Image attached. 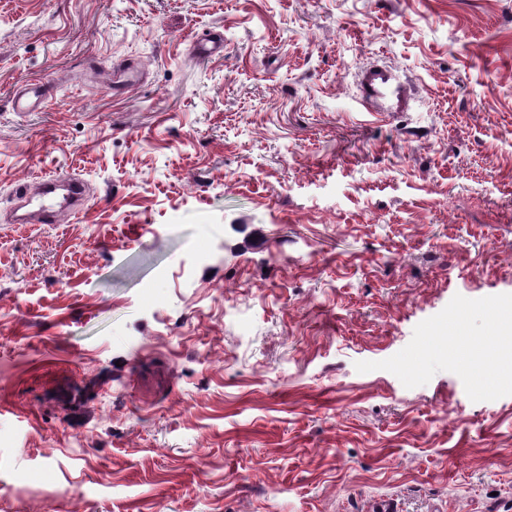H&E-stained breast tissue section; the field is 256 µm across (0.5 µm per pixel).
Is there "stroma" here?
<instances>
[{
  "mask_svg": "<svg viewBox=\"0 0 512 512\" xmlns=\"http://www.w3.org/2000/svg\"><path fill=\"white\" fill-rule=\"evenodd\" d=\"M509 306L512 0H0V512H512ZM360 95L366 112H402L409 101L408 91L393 72L383 64L366 66L359 79ZM58 184H66L69 191V198L74 211L79 212L87 204L89 197L85 192V184L82 180L74 176H49L42 179L33 189H29L26 183L19 184L15 189L17 199L23 201L26 205L36 203L34 214L40 224H50L54 221L58 207L61 202L55 195V189Z\"/></svg>",
  "mask_w": 512,
  "mask_h": 512,
  "instance_id": "stroma-1",
  "label": "stroma"
}]
</instances>
